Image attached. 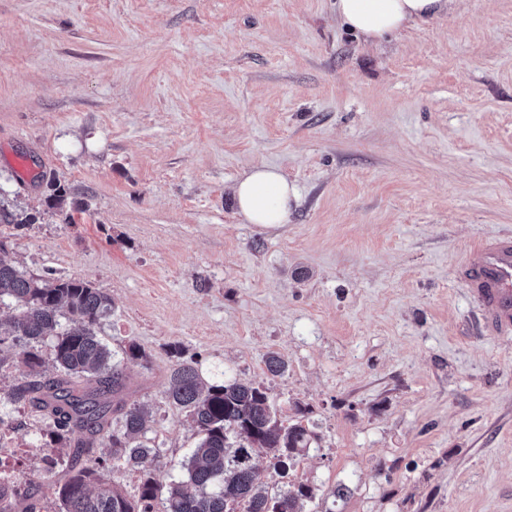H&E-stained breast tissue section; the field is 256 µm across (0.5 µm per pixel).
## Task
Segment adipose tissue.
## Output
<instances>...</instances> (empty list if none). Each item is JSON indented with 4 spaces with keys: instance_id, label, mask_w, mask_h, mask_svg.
I'll list each match as a JSON object with an SVG mask.
<instances>
[{
    "instance_id": "ef3b65f1",
    "label": "adipose tissue",
    "mask_w": 512,
    "mask_h": 512,
    "mask_svg": "<svg viewBox=\"0 0 512 512\" xmlns=\"http://www.w3.org/2000/svg\"><path fill=\"white\" fill-rule=\"evenodd\" d=\"M455 0H336L337 16L365 40L439 17L452 10ZM233 194L243 220L274 227L288 220L297 198L295 187L278 170L262 165L245 172Z\"/></svg>"
}]
</instances>
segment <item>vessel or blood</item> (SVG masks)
<instances>
[{"label":"vessel or blood","mask_w":512,"mask_h":512,"mask_svg":"<svg viewBox=\"0 0 512 512\" xmlns=\"http://www.w3.org/2000/svg\"><path fill=\"white\" fill-rule=\"evenodd\" d=\"M478 262L457 271L481 312L484 328L497 336L512 334V236L478 244Z\"/></svg>","instance_id":"b4317fda"}]
</instances>
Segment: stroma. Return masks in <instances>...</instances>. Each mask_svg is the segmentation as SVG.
<instances>
[{
    "label": "stroma",
    "mask_w": 512,
    "mask_h": 512,
    "mask_svg": "<svg viewBox=\"0 0 512 512\" xmlns=\"http://www.w3.org/2000/svg\"><path fill=\"white\" fill-rule=\"evenodd\" d=\"M260 165L298 191L273 228L232 197ZM0 209L37 217L0 220L1 260L91 283L102 340L148 354L124 373L160 488L197 442L164 394L178 347L285 422L307 408L289 478L256 459L271 490L314 488L306 512H512V338L454 277L512 234V0L374 44L335 0H0ZM49 429L0 405V473L59 512ZM99 457L137 498L139 471Z\"/></svg>",
    "instance_id": "stroma-1"
}]
</instances>
